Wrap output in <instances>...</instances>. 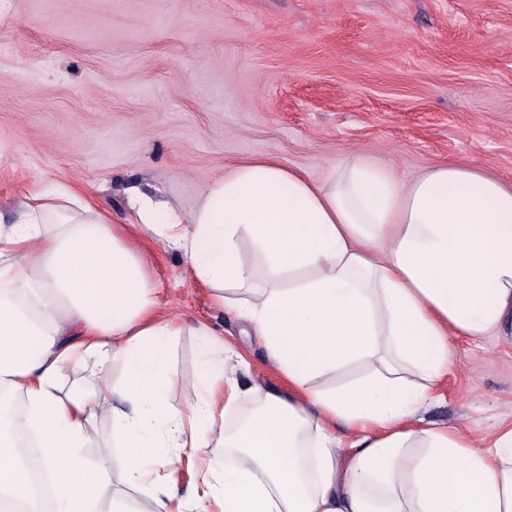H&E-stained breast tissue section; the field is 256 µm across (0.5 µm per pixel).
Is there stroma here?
<instances>
[{
	"label": "stroma",
	"instance_id": "1",
	"mask_svg": "<svg viewBox=\"0 0 512 512\" xmlns=\"http://www.w3.org/2000/svg\"><path fill=\"white\" fill-rule=\"evenodd\" d=\"M361 158L404 178L454 162L512 184V0H0V212L32 176L79 186L136 235L163 309L251 365L226 421L281 385L262 343L180 252L132 224L133 194L184 212L238 166L324 182ZM199 338L169 348L194 405ZM427 418L479 441L512 422V343L452 337Z\"/></svg>",
	"mask_w": 512,
	"mask_h": 512
}]
</instances>
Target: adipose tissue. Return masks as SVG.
<instances>
[{"label": "adipose tissue", "mask_w": 512, "mask_h": 512, "mask_svg": "<svg viewBox=\"0 0 512 512\" xmlns=\"http://www.w3.org/2000/svg\"><path fill=\"white\" fill-rule=\"evenodd\" d=\"M134 207L287 385L258 389L257 409L225 429L242 389L225 377L223 339L198 325L202 396L172 405L166 352L185 320L160 313L109 216L72 186L34 187L0 221V388L26 403L0 419V512L31 502L16 429L37 441L52 512H512V425L483 446L422 415L450 337L512 340V186L451 162L407 181L356 158L319 184L261 161L201 190L190 213L146 195ZM109 361L118 380L63 388L65 367ZM354 363L364 376L318 385ZM105 414L117 442L91 462ZM211 446L221 455L196 456ZM183 465L197 474L184 491L171 478ZM116 478L142 504L113 494Z\"/></svg>", "instance_id": "obj_1"}]
</instances>
